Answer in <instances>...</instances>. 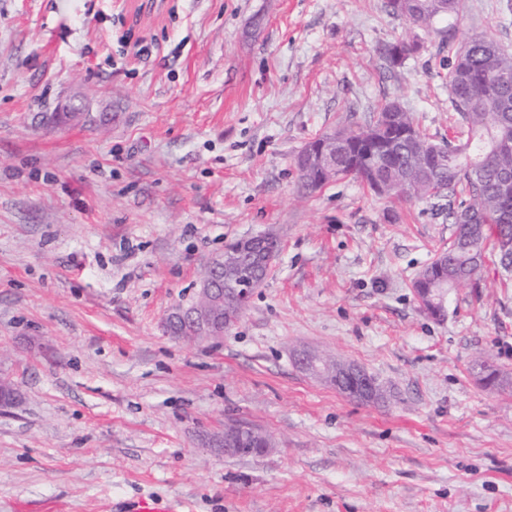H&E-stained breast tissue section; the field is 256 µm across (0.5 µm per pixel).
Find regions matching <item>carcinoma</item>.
<instances>
[{
  "mask_svg": "<svg viewBox=\"0 0 512 512\" xmlns=\"http://www.w3.org/2000/svg\"><path fill=\"white\" fill-rule=\"evenodd\" d=\"M465 0H384V10L410 24L430 26L459 15ZM448 44V103L457 114L456 135L436 141L423 134L412 115L402 107L385 103L366 123L340 127L354 134L349 149L336 156L338 176L360 181L375 192L376 175L395 173L405 178L396 197L404 200H448V217L457 224L448 245V263H428L412 283L414 293L428 290L447 274L451 264L462 272L459 282L479 285L486 246L499 257L500 267L512 264L497 251L504 234L512 233V150L500 149L512 141V53L481 34ZM418 49L414 42L400 41L383 49L393 66L402 64ZM476 210L483 233L471 238L460 214Z\"/></svg>",
  "mask_w": 512,
  "mask_h": 512,
  "instance_id": "cac0c4a2",
  "label": "carcinoma"
}]
</instances>
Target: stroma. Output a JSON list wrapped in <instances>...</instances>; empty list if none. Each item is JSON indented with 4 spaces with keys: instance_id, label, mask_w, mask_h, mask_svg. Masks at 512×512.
Masks as SVG:
<instances>
[{
    "instance_id": "35a3bbf8",
    "label": "stroma",
    "mask_w": 512,
    "mask_h": 512,
    "mask_svg": "<svg viewBox=\"0 0 512 512\" xmlns=\"http://www.w3.org/2000/svg\"><path fill=\"white\" fill-rule=\"evenodd\" d=\"M507 0L413 27L384 0H0V512H512V272L424 314L412 282L447 209L294 159L398 101L448 137L447 28L512 51ZM418 43L401 65L385 45ZM282 250L223 337L165 331L227 244ZM364 367L373 405L301 371ZM244 420L276 446L228 457ZM240 442H242V439L235 436L226 427L224 431L211 433L205 438L207 448H222L224 449V455L231 456L241 455L245 452L244 448H238Z\"/></svg>"
}]
</instances>
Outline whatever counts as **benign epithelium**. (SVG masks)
Returning a JSON list of instances; mask_svg holds the SVG:
<instances>
[{
    "label": "benign epithelium",
    "instance_id": "obj_1",
    "mask_svg": "<svg viewBox=\"0 0 512 512\" xmlns=\"http://www.w3.org/2000/svg\"><path fill=\"white\" fill-rule=\"evenodd\" d=\"M345 138L333 135L320 141L315 146H308L295 159V167L303 171H313L323 179L336 176V153L344 148ZM282 245L266 235L244 237L236 241L234 248L224 249V256L215 260L211 268L220 272L226 288L216 285L214 275H204L198 289V300L190 307H181L165 323L166 330L173 332L176 325L185 321L192 324L196 337H214L235 323L233 317L248 302L254 288L255 277L242 278L239 258L245 254L255 268L268 273L281 251ZM448 298L447 284H440L434 296L420 300V305L427 311L445 306ZM296 364L305 372L329 380L336 389L346 395L361 400L383 402L387 399V390L363 368L338 362L330 364L325 358L302 351L295 356ZM242 439L230 430L211 433L205 438L208 448H222L224 454L236 456L244 453L239 447Z\"/></svg>",
    "mask_w": 512,
    "mask_h": 512
}]
</instances>
